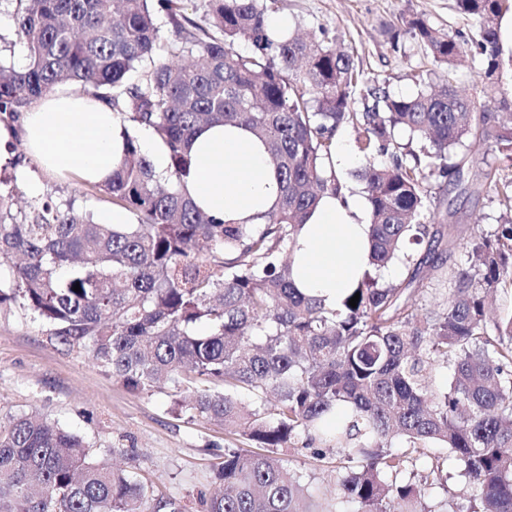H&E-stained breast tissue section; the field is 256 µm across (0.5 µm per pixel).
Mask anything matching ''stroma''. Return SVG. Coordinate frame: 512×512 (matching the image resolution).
Instances as JSON below:
<instances>
[{"label":"stroma","instance_id":"35a3bbf8","mask_svg":"<svg viewBox=\"0 0 512 512\" xmlns=\"http://www.w3.org/2000/svg\"><path fill=\"white\" fill-rule=\"evenodd\" d=\"M269 15H285L306 31L327 28L354 47V63L366 76L385 80L391 95L417 90L416 75L430 86L445 82V70L434 68L423 45L410 34L391 44L390 25L420 16L434 27L471 36L479 24L459 12L456 0H268ZM7 161L0 179L13 180L23 200L72 201L75 209L102 217L112 207L105 194L84 196L73 174H48L28 156L20 132L0 142ZM432 211L452 210L458 236L450 262H467L472 237L489 231L502 212L493 193L472 197L447 180H431ZM37 411L65 430L84 437L99 458L152 480L159 493L183 498L188 512H204L199 495L207 491L228 448L245 440L223 427L174 411L166 390L128 391L83 350L50 343L45 325L33 321L16 304L0 306V414Z\"/></svg>","mask_w":512,"mask_h":512}]
</instances>
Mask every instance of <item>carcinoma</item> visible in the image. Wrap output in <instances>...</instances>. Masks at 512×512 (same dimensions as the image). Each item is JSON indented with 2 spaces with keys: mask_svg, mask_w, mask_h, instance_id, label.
Listing matches in <instances>:
<instances>
[{
  "mask_svg": "<svg viewBox=\"0 0 512 512\" xmlns=\"http://www.w3.org/2000/svg\"><path fill=\"white\" fill-rule=\"evenodd\" d=\"M27 49L22 68L0 62V116L15 121L54 88L79 84L127 122L112 178L89 184L130 215L100 224L73 203L12 211L0 191V266L14 271L0 304H19L48 339L88 352L132 392L166 388L181 413L224 425L252 450L224 449L205 512H311L303 470L282 451L305 437L312 464L336 474L330 512H448L418 506V485L442 484L433 464L412 481L409 463L438 444L461 464L472 490L457 512H512V315L490 320L488 294L512 288V105L492 111L448 77L408 97L354 66L353 48L325 28L273 38L263 0H204L210 27L183 0H6ZM480 20L465 38L415 17L408 32L432 62L453 71L482 65L493 90L512 71L498 24L512 0H457ZM173 40L162 50L156 13ZM239 40L252 49L239 54ZM362 93L363 109L352 108ZM202 124L237 125L262 141L280 182L263 224H226L180 190L188 144ZM356 133L369 204L370 269L335 308L292 279L297 232L325 193L338 128ZM168 149L158 176L134 129ZM475 141L494 159L470 168L448 153ZM385 157L381 164L373 163ZM468 192L493 188L506 214L472 241L469 264L451 271L448 300L419 314L412 288L422 265L455 245L454 217L429 214V179ZM427 243L416 257L412 245ZM399 262V283L382 269ZM80 291L73 290L74 285ZM360 294L357 307L349 300ZM451 379L433 392V371ZM336 425L329 424V416ZM408 447L391 449L392 439ZM336 449V456L326 449ZM0 512H186L127 469L37 411L0 417Z\"/></svg>",
  "mask_w": 512,
  "mask_h": 512,
  "instance_id": "cac0c4a2",
  "label": "carcinoma"
}]
</instances>
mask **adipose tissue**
Segmentation results:
<instances>
[{"instance_id": "obj_1", "label": "adipose tissue", "mask_w": 512, "mask_h": 512, "mask_svg": "<svg viewBox=\"0 0 512 512\" xmlns=\"http://www.w3.org/2000/svg\"><path fill=\"white\" fill-rule=\"evenodd\" d=\"M26 152L47 171L105 181L120 163L124 139L105 101L67 92L47 95L23 114ZM183 194L228 224H255L279 187L264 144L241 126L201 127L190 146ZM366 199L351 190L324 194L296 236L293 278L302 292L337 306L363 272L369 252Z\"/></svg>"}]
</instances>
